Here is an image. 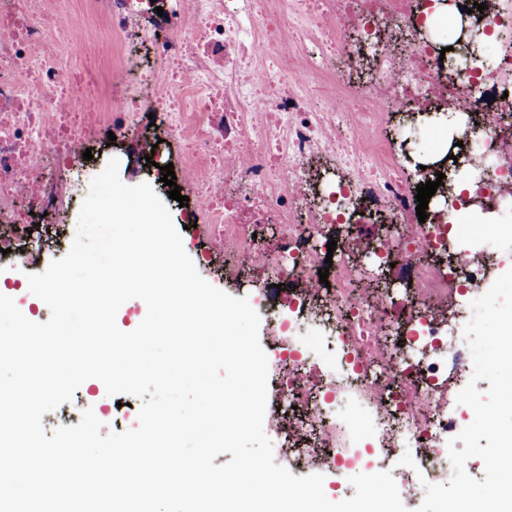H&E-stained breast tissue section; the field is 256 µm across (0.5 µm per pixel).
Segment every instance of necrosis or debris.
Returning a JSON list of instances; mask_svg holds the SVG:
<instances>
[{
  "instance_id": "necrosis-or-debris-1",
  "label": "necrosis or debris",
  "mask_w": 512,
  "mask_h": 512,
  "mask_svg": "<svg viewBox=\"0 0 512 512\" xmlns=\"http://www.w3.org/2000/svg\"><path fill=\"white\" fill-rule=\"evenodd\" d=\"M423 0H170L159 22L151 0H0V231L24 232L32 214L53 218L70 184L43 177L80 160L108 134L156 113L180 148L187 223L212 225L232 258L227 276L254 267L281 281L270 341L275 355L265 418L283 433L289 465L350 474L374 427L377 468L450 481V389L473 374L466 339L448 341V302L479 298L487 258L449 252L453 224L478 201L512 199V46L497 67L447 75L422 33ZM157 61L136 66L129 39ZM340 61L368 62L355 88ZM390 112H447L460 141L487 140L499 164L462 153L445 177L408 175L381 136ZM438 181L426 220L418 183ZM385 211L395 240L351 238L320 281L319 244L334 224ZM274 227L273 244L261 241ZM448 253L447 263L427 256ZM397 263L412 278L404 295L363 287L361 261ZM333 344L328 366L314 338Z\"/></svg>"
}]
</instances>
